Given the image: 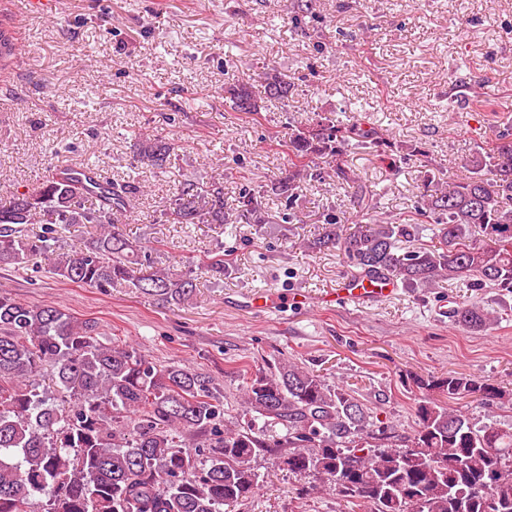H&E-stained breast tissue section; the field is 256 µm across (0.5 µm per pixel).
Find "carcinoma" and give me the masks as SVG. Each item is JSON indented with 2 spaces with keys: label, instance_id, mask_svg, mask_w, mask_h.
I'll use <instances>...</instances> for the list:
<instances>
[{
  "label": "carcinoma",
  "instance_id": "carcinoma-1",
  "mask_svg": "<svg viewBox=\"0 0 512 512\" xmlns=\"http://www.w3.org/2000/svg\"><path fill=\"white\" fill-rule=\"evenodd\" d=\"M314 0H294L287 21L305 27ZM20 51L0 23V67ZM260 87L224 84L233 112L258 115L285 101L292 83L266 67ZM382 136L359 116L326 119L288 133V174L272 186L293 198L304 179H321L322 164L341 183L358 175L345 163L353 143L378 151ZM174 147L157 136L137 160L165 168ZM448 181H430L409 224L323 215L312 249L335 247L356 274L430 288L456 280L469 288L512 290V125L493 129L486 146L461 162ZM36 187L0 200V266L53 256L59 278L105 290L135 288L168 304L190 299L196 279L149 269L123 223L141 186L117 184L90 167L49 165ZM167 217L174 224H263V196L246 189L224 212V186L182 182ZM29 224L42 233L25 234ZM69 224H100L90 241L61 250ZM435 224L439 246L410 247L416 225ZM202 272L224 274V252L199 259ZM456 324L481 331L494 320L476 302L448 310ZM271 373H242L243 421L224 424V399L209 375L158 365L133 345L100 340L93 320L54 306L0 295V512H225L259 489L257 462L271 458L304 480L302 496L326 486L348 512H512V426H478L449 402L503 399L501 388L450 371L417 377V428L410 434L371 419L348 389L283 359ZM47 373L64 400L37 390Z\"/></svg>",
  "mask_w": 512,
  "mask_h": 512
}]
</instances>
